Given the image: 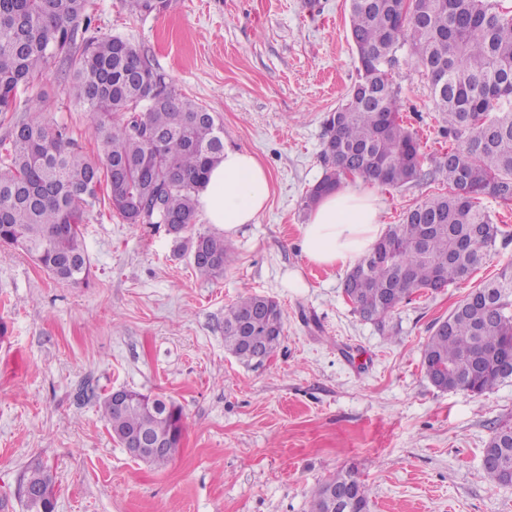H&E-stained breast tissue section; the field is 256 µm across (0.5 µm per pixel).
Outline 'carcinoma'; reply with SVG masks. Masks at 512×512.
<instances>
[{
	"mask_svg": "<svg viewBox=\"0 0 512 512\" xmlns=\"http://www.w3.org/2000/svg\"><path fill=\"white\" fill-rule=\"evenodd\" d=\"M133 15L168 11L178 0H123ZM350 0V33L357 50V82L368 94L344 101L326 119L324 175L304 206L339 187L341 170L379 185L402 187L425 176L446 183L392 224L347 274L346 299L360 316L384 326L395 309L421 291L468 280L491 259L501 229L480 197L512 202V10L498 0ZM88 0H0V114L36 116L12 122L0 155V243L31 255L55 280L89 283L91 260L82 226L102 202L128 224L175 222L173 253L188 257L206 278L233 262L221 233L186 235L197 223V198L224 152V127L214 112L178 93L150 56L119 36L80 39L91 27ZM408 49L427 74L444 122L448 150L423 169L417 131L402 124L391 71ZM66 64L65 94L92 119L97 157L75 146L64 127L38 116L44 97L18 101L54 63ZM465 307L431 327L421 367L443 391L482 394L512 381V264L473 289ZM285 314L273 299L247 294L224 308V347L245 364L253 350L277 349ZM168 412L149 415L139 400L124 410L107 394L101 416L125 448L127 434L147 429L172 438L149 464L168 463L180 448L181 409L158 397ZM483 459L490 481L512 486V426L494 430ZM26 477L54 487L36 465ZM350 484L355 494L340 512H369L365 483L353 470L338 473L315 492L311 512H332L326 490Z\"/></svg>",
	"mask_w": 512,
	"mask_h": 512,
	"instance_id": "obj_1",
	"label": "carcinoma"
}]
</instances>
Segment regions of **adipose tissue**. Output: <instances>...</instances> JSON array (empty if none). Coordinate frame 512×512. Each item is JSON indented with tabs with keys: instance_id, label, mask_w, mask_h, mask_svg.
<instances>
[{
	"instance_id": "adipose-tissue-1",
	"label": "adipose tissue",
	"mask_w": 512,
	"mask_h": 512,
	"mask_svg": "<svg viewBox=\"0 0 512 512\" xmlns=\"http://www.w3.org/2000/svg\"><path fill=\"white\" fill-rule=\"evenodd\" d=\"M270 195L265 168L247 149L225 146L198 194L209 224L232 235L256 223ZM377 187H344L321 197L301 229L304 256L321 267L353 265L384 233Z\"/></svg>"
}]
</instances>
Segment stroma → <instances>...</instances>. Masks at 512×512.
Wrapping results in <instances>:
<instances>
[{
  "label": "stroma",
  "instance_id": "35a3bbf8",
  "mask_svg": "<svg viewBox=\"0 0 512 512\" xmlns=\"http://www.w3.org/2000/svg\"><path fill=\"white\" fill-rule=\"evenodd\" d=\"M89 3L92 36L146 51L217 113L227 144L257 156L269 206L226 239L234 261L216 279L174 256L164 225L125 223L105 203L83 225L89 286L0 246V512H26L17 487L35 460L56 478L55 512H310L318 487L349 469L371 512H512V486L491 483L482 462L493 430L512 423V381L473 396L436 389L421 369L433 323L512 262V206L483 197L503 225L491 261L415 295L382 327L354 313L346 269L316 266L299 247L325 120L357 78L348 0H180L143 18L122 0ZM392 80L425 155L446 151L429 80L407 51ZM63 87L50 67L37 87L45 116L96 156L91 117ZM443 189L380 187L384 223ZM244 294L285 313L278 348L256 366L224 348V309ZM115 388L180 407L166 466L112 438L98 403Z\"/></svg>",
  "mask_w": 512,
  "mask_h": 512
}]
</instances>
